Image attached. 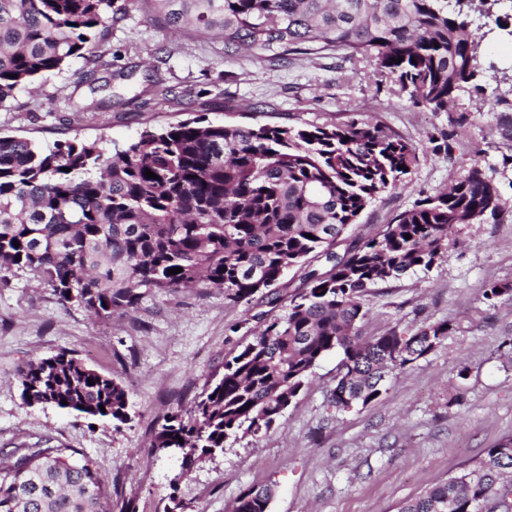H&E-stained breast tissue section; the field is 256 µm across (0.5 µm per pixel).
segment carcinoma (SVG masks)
Instances as JSON below:
<instances>
[{"mask_svg":"<svg viewBox=\"0 0 512 512\" xmlns=\"http://www.w3.org/2000/svg\"><path fill=\"white\" fill-rule=\"evenodd\" d=\"M147 2L150 19L218 36L227 54L330 51L345 61L365 59L378 82L432 112L448 111L456 92L481 74V39L460 0ZM113 3L0 0V107L74 59L108 70L112 63L95 43L112 26ZM417 157L415 145L370 122L243 126L202 114L121 145L102 137L43 143L0 135V274L28 270L62 304L105 320L134 308L144 289L215 286L230 302L249 303L310 255L325 257L329 269L306 274L288 295V312L271 318L224 361L200 399L169 413L155 433L152 452L182 447L183 463L196 465L241 430L271 429L327 353H343L331 403L345 410L376 400L389 373L448 336L443 321L411 336L391 330L363 340L361 298L379 282L444 259L455 225L498 221L502 198L484 168L471 166L384 231L335 251L336 239ZM147 169L157 178L146 177ZM175 267L182 272L169 273ZM18 378L28 406L129 420L123 383L66 351L28 362ZM272 495L268 486L252 487L234 512H267ZM508 495L512 436L401 512H479ZM105 497L93 460L73 448L0 449V512H104Z\"/></svg>","mask_w":512,"mask_h":512,"instance_id":"cac0c4a2","label":"carcinoma"}]
</instances>
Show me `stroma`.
Masks as SVG:
<instances>
[{
  "mask_svg": "<svg viewBox=\"0 0 512 512\" xmlns=\"http://www.w3.org/2000/svg\"><path fill=\"white\" fill-rule=\"evenodd\" d=\"M97 52L111 61L106 88L91 91L92 69L73 60L0 108V132L51 142L74 136L123 143L195 115L235 125L332 126L362 120L418 148L399 185L350 225L344 242L382 231L418 200L448 188L471 165L484 167L503 199L497 224H461L431 269L368 288L363 337L409 336L448 321L428 355L392 372L381 396L345 411L330 403L342 352L326 354L283 417L259 435L237 433L214 458L182 470L180 450L155 456L151 440L172 410L190 407L225 359L285 315L288 294L324 258L287 272L266 300L231 304L220 288L147 292L134 310L105 321L62 305L26 271L0 282V449L45 441L76 448L97 465L106 512H232L248 488L268 486V512H398L401 504L462 474L512 436V294L487 301L490 284L512 285V135L504 136L497 96L512 89V0H476L482 76L449 111L428 112L377 84L366 61L329 53L284 59L226 56L222 41L152 22L144 0H115ZM101 106L85 111L90 100ZM67 351L121 380L130 419L115 426L52 405L27 406L17 371Z\"/></svg>",
  "mask_w": 512,
  "mask_h": 512,
  "instance_id": "1",
  "label": "stroma"
}]
</instances>
